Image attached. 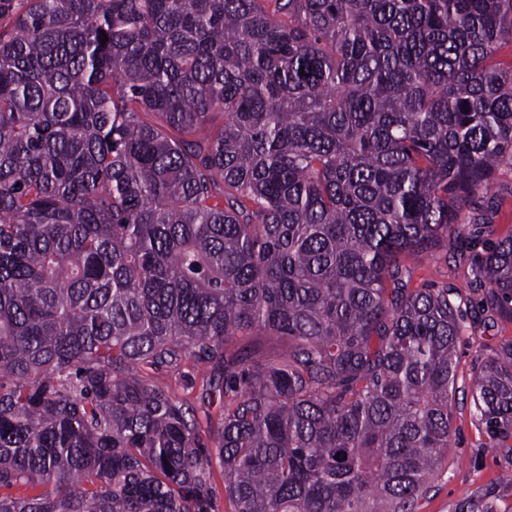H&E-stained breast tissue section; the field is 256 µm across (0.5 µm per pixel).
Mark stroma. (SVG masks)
<instances>
[{"label":"stroma","mask_w":512,"mask_h":512,"mask_svg":"<svg viewBox=\"0 0 512 512\" xmlns=\"http://www.w3.org/2000/svg\"><path fill=\"white\" fill-rule=\"evenodd\" d=\"M493 207L488 212L490 230L477 232L475 224L462 219L452 225L451 236L479 235L481 247L512 234V166L502 165L491 190ZM413 285L433 283L448 287L463 311H480L482 294L470 282L468 262L438 253L420 262L406 258ZM512 339V321L498 319L489 324L466 325L457 345L458 376L452 401V427L448 460L430 488L418 500L415 512H460L469 504L490 506L493 512H512V484L500 482L502 473L512 470V448L493 443L479 425L470 406L474 366L499 343ZM172 392L186 399L198 416L218 413L222 376L207 364H187L183 373L165 376Z\"/></svg>","instance_id":"stroma-1"}]
</instances>
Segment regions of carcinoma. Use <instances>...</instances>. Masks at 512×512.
<instances>
[{
	"label": "carcinoma",
	"instance_id": "obj_1",
	"mask_svg": "<svg viewBox=\"0 0 512 512\" xmlns=\"http://www.w3.org/2000/svg\"><path fill=\"white\" fill-rule=\"evenodd\" d=\"M507 35L512 0H0V512H215V468L232 512H415L464 317L401 258L469 255L512 319V235L448 237L512 164ZM185 361L212 450L140 374ZM470 399L511 448V339ZM286 342L276 337L258 336L257 334L240 336L234 343L230 353H242L258 351L268 356H275L286 349ZM181 372H185L193 380L192 385L190 383L188 385L184 381L186 378H183V374L169 372L160 375L161 372L154 373L149 369L145 371V373L152 374L154 378L163 377L178 398L186 399L196 410L205 429L206 412L209 411L216 416L220 410L221 391L219 388L222 385V374L212 370L208 364H193L192 362L183 366Z\"/></svg>",
	"mask_w": 512,
	"mask_h": 512
}]
</instances>
